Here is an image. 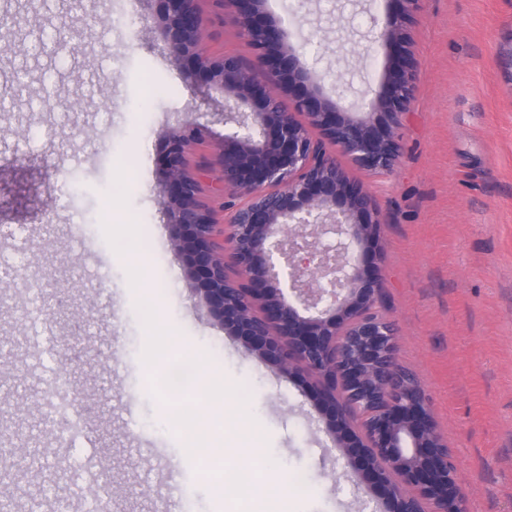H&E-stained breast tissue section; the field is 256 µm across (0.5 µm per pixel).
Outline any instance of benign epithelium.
<instances>
[{"instance_id": "benign-epithelium-1", "label": "benign epithelium", "mask_w": 512, "mask_h": 512, "mask_svg": "<svg viewBox=\"0 0 512 512\" xmlns=\"http://www.w3.org/2000/svg\"><path fill=\"white\" fill-rule=\"evenodd\" d=\"M154 33L173 48L190 77L224 91L220 163L224 189L243 199L225 241L229 275L213 241L210 212L187 155L206 126L165 131L160 194L187 275L209 314L260 359L317 378L315 401L341 456L360 464L362 482L389 512H466L452 453L442 442L421 387L396 359L393 324L374 311L381 288V219L372 197L350 181L324 142L356 165L390 171L400 158L398 129L417 66L409 30L421 0H386L372 18L375 48L386 52L383 89L369 111L344 112L314 85L285 31L262 0H228L257 68L203 50L198 0H156ZM291 95L295 111L280 97ZM320 131L314 140L308 128ZM365 441L345 436L352 409Z\"/></svg>"}]
</instances>
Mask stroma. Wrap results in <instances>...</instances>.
Instances as JSON below:
<instances>
[{"instance_id":"stroma-1","label":"stroma","mask_w":512,"mask_h":512,"mask_svg":"<svg viewBox=\"0 0 512 512\" xmlns=\"http://www.w3.org/2000/svg\"><path fill=\"white\" fill-rule=\"evenodd\" d=\"M156 0H0V512H224V497L161 421L141 359L143 296L130 253L179 338L238 386L289 476L293 512H376L319 421L308 375L262 361L187 277L158 189L162 133L195 121L187 156L215 238L241 200L222 188L224 95L187 77L152 31ZM203 48L256 53L229 0H199ZM384 0H264L324 95L374 100L388 66L370 18ZM418 76L392 172L342 160L382 221L377 314L451 449L468 512H512V84L497 61L512 0H423ZM112 202L117 221L103 217ZM65 368L88 442L59 439L47 383ZM305 474L306 486L293 483Z\"/></svg>"}]
</instances>
